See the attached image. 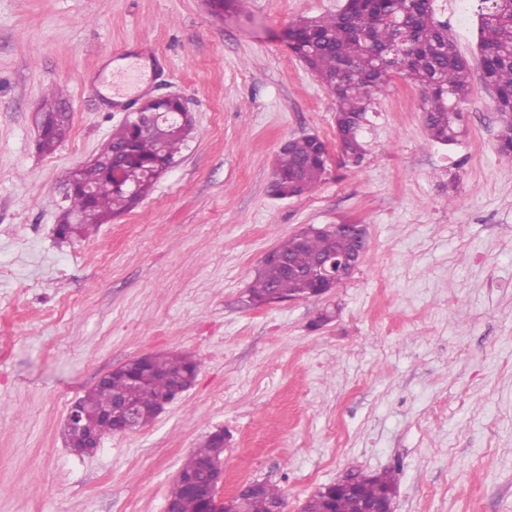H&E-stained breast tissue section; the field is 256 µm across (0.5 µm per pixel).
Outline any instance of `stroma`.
Masks as SVG:
<instances>
[{"mask_svg": "<svg viewBox=\"0 0 512 512\" xmlns=\"http://www.w3.org/2000/svg\"><path fill=\"white\" fill-rule=\"evenodd\" d=\"M343 0H0V512H164L187 456L230 434L224 489L266 481L300 512L349 470L392 471L396 512H512V164L479 73L457 144L430 142L395 79L361 163L329 159L274 200L281 145L336 148L335 97L292 53V21ZM478 56L477 0H437ZM71 113L36 148L47 90ZM183 97L194 138L132 211L58 244L68 172L129 111ZM365 225L324 297L251 307L263 255L301 228ZM334 309L331 322L318 318ZM188 353L194 385L146 427L69 448V408L144 354Z\"/></svg>", "mask_w": 512, "mask_h": 512, "instance_id": "35a3bbf8", "label": "stroma"}]
</instances>
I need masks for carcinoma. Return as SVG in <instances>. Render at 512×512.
<instances>
[{"label": "carcinoma", "instance_id": "obj_1", "mask_svg": "<svg viewBox=\"0 0 512 512\" xmlns=\"http://www.w3.org/2000/svg\"><path fill=\"white\" fill-rule=\"evenodd\" d=\"M478 46L481 79L494 92L496 111L502 116L498 152L512 160V0H479ZM292 52L320 82L336 96V138L344 154L354 163L364 155L362 132L367 113L375 100L385 95L393 79L403 76L421 90V111L428 137L437 143L452 144L461 135L459 105L471 92L473 63L457 48L448 26L437 19L433 0H350L333 15L300 18L290 27ZM45 132L39 138L40 151L53 152L64 141L70 115L59 98L43 99ZM194 123L188 116L173 125H159L139 133L122 124L97 155L70 172V178L91 189V197L69 195L62 207L56 234L63 242L94 233L113 216L129 211L152 191L159 171L192 138ZM327 148L317 135L288 140L278 156L270 195L285 200L310 192L327 171ZM118 159L121 179L134 195L116 191L108 174L107 162ZM80 212L87 224L72 222ZM328 237L308 229L290 236L278 246L280 254L300 266H308L327 249ZM313 284L288 276L275 263L260 265L248 291V302L270 304L292 298L306 299ZM197 370L195 359L184 353L150 354L138 368L126 364L112 371L105 381L81 397V405L94 418L99 436L119 429L124 418L115 415L117 401H134L139 410L135 428L152 422L161 396L187 372ZM114 417H109V414ZM222 462V452L213 436L187 459L181 472L203 475L209 465ZM355 482L369 498L396 491L395 477L356 472ZM283 491L264 484L261 492L247 496L246 512H270L273 501ZM169 498L180 502L183 512H198L194 499L175 482ZM357 512L356 501L340 496L331 502L314 492L302 512Z\"/></svg>", "mask_w": 512, "mask_h": 512}]
</instances>
